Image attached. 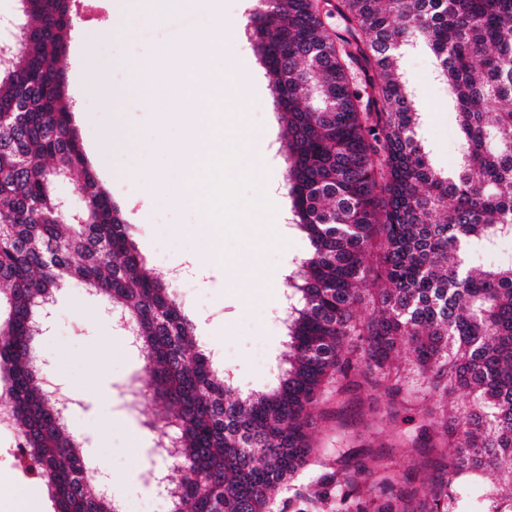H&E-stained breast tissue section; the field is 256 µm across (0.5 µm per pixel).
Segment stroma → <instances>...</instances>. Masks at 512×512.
Returning <instances> with one entry per match:
<instances>
[{
    "label": "stroma",
    "instance_id": "obj_1",
    "mask_svg": "<svg viewBox=\"0 0 512 512\" xmlns=\"http://www.w3.org/2000/svg\"><path fill=\"white\" fill-rule=\"evenodd\" d=\"M110 3L76 0L78 16L59 62L67 76L68 95L74 102L73 121L88 163L131 224L134 243L147 267L165 275L184 256L198 261V271L186 278L179 293L186 315L196 325L198 340L207 350L224 353V365L233 372L241 390L266 388L275 367L283 364L288 353L278 320L276 291L260 281L248 286L240 283L237 270L247 265L250 255L246 243L214 225L200 223L195 208L162 193L146 215L130 209L125 181L129 169L142 166L149 178L159 182L171 172L165 155L141 161L131 149L114 143L122 134L117 117H124L128 127L143 132L152 131L154 124L150 108L139 98L116 92L127 79L128 65L150 59L163 47L186 52L187 38L208 39L214 31L213 22L201 12L173 14L150 23L133 13L110 15ZM255 4L256 0H224L223 37L231 54L215 53L211 66L219 70L231 63L248 72L249 87L232 94L226 108L241 113L246 127L268 141L266 168L280 186L285 160L279 151L282 129L276 117L271 77L259 63L246 33ZM106 20L112 23L113 36H93V29ZM401 66L412 91L411 105L421 115L419 137L432 165L455 170L460 161L455 105L437 78L433 54L427 49H411L403 55ZM215 239L223 241L224 258L234 264L221 278L215 276L209 263V245ZM258 344L266 351L267 366L253 360ZM36 351L53 369L63 370L69 384L85 387L88 403L72 419L69 430L84 440L88 461L106 465L111 472L110 489L123 512H139L145 500L151 502L154 512H166V504L154 501L150 488L141 487L139 480L144 453L153 445L151 424L163 411L148 395L134 393L137 378L144 374V352L126 341L103 313L99 300L77 283L59 292L51 329L38 337ZM386 401L384 388L369 386L344 414H337L332 401L314 409L318 421L314 437L322 461L335 463L342 446L361 451L393 444L400 423L381 418L373 429L365 427L370 416L381 417ZM12 445L11 433L0 431V512H7L10 499L29 494L39 501L35 512H53L51 497L40 480L25 473L13 475L14 458L8 452ZM136 488L142 493L138 501L130 498Z\"/></svg>",
    "mask_w": 512,
    "mask_h": 512
}]
</instances>
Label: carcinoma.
Returning a JSON list of instances; mask_svg holds the SVG:
<instances>
[{
  "label": "carcinoma",
  "instance_id": "1",
  "mask_svg": "<svg viewBox=\"0 0 512 512\" xmlns=\"http://www.w3.org/2000/svg\"><path fill=\"white\" fill-rule=\"evenodd\" d=\"M75 6L22 0L0 71V373L21 462L55 512H121L92 478L34 347L71 281L124 317L147 352L146 387L165 408L152 428L175 427L163 456L180 473L168 512H270L277 489L322 465L312 410L378 380L395 398H435L376 456L407 468H373L343 450L296 512L333 500L339 512H456L488 470L500 479L484 493L487 512H512V261H466L472 247L512 240V0H271L249 17L285 131L290 227L309 248L285 282L288 368L244 396L89 167L57 67ZM413 41L433 53L455 101L452 176L416 139L399 68ZM61 173L80 186L84 224L60 209ZM458 390L471 395L463 408Z\"/></svg>",
  "mask_w": 512,
  "mask_h": 512
}]
</instances>
